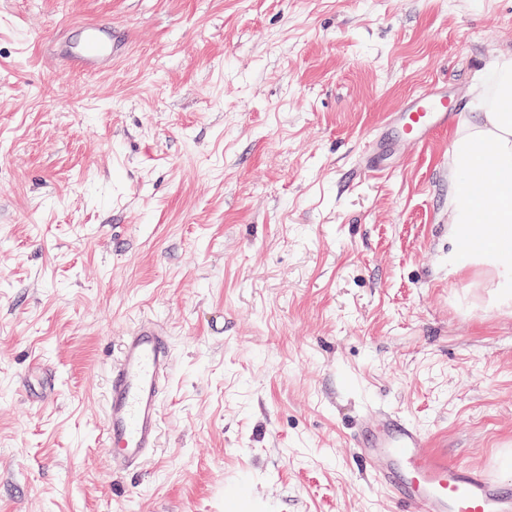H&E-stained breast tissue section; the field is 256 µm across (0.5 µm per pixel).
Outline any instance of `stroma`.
<instances>
[{
	"instance_id": "1",
	"label": "stroma",
	"mask_w": 512,
	"mask_h": 512,
	"mask_svg": "<svg viewBox=\"0 0 512 512\" xmlns=\"http://www.w3.org/2000/svg\"><path fill=\"white\" fill-rule=\"evenodd\" d=\"M92 20L126 46L84 73L51 44ZM511 53L512 0H0V512H398L354 444L386 410L512 485V301L448 264L453 132L358 170L405 95ZM144 317L173 365L122 471ZM170 371L169 336L160 323L144 321L124 337L112 364L103 431L113 464L135 468L157 447ZM48 372L50 371L40 368L37 373L34 374L32 371L28 374L29 381H34L31 386L30 384L28 385L29 396L32 400L41 401L51 394V392L48 393V391L51 389L53 379L51 373Z\"/></svg>"
}]
</instances>
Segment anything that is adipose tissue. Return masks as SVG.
Here are the masks:
<instances>
[{"label":"adipose tissue","instance_id":"1","mask_svg":"<svg viewBox=\"0 0 512 512\" xmlns=\"http://www.w3.org/2000/svg\"><path fill=\"white\" fill-rule=\"evenodd\" d=\"M448 261L495 270L512 293V54L500 56L473 93V112L452 137Z\"/></svg>","mask_w":512,"mask_h":512}]
</instances>
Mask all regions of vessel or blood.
I'll return each instance as SVG.
<instances>
[{
  "label": "vessel or blood",
  "mask_w": 512,
  "mask_h": 512,
  "mask_svg": "<svg viewBox=\"0 0 512 512\" xmlns=\"http://www.w3.org/2000/svg\"><path fill=\"white\" fill-rule=\"evenodd\" d=\"M81 35L80 47L64 52L71 65L86 70L112 61L118 42L111 27L88 22ZM452 115L447 98L430 86L410 95L400 132L424 144ZM170 371V341L160 323L142 322L124 337L112 365L103 431L114 464L137 467L156 447ZM359 426V459L393 494L400 512H512V490L496 474L443 460L424 432L399 414L386 413L379 424L366 417Z\"/></svg>",
  "instance_id": "vessel-or-blood-1"
}]
</instances>
